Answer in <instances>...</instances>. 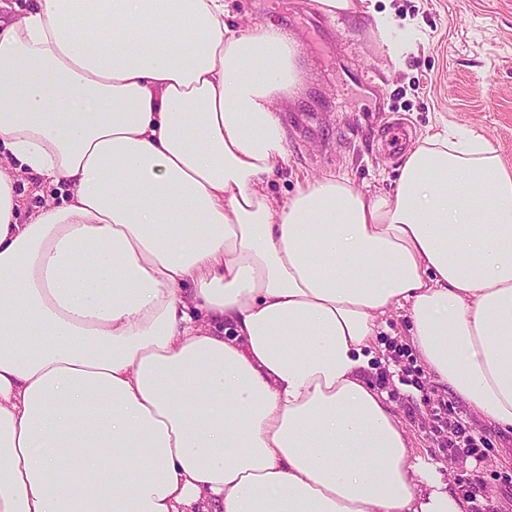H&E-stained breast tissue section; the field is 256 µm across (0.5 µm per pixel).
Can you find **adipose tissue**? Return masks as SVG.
Instances as JSON below:
<instances>
[{"label": "adipose tissue", "mask_w": 512, "mask_h": 512, "mask_svg": "<svg viewBox=\"0 0 512 512\" xmlns=\"http://www.w3.org/2000/svg\"><path fill=\"white\" fill-rule=\"evenodd\" d=\"M299 54L224 0L0 19V512H468L363 371L403 308L512 428V172L437 132L273 207ZM23 172L61 201L22 221Z\"/></svg>", "instance_id": "adipose-tissue-1"}]
</instances>
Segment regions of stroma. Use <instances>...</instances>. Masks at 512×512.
<instances>
[{
  "instance_id": "1",
  "label": "stroma",
  "mask_w": 512,
  "mask_h": 512,
  "mask_svg": "<svg viewBox=\"0 0 512 512\" xmlns=\"http://www.w3.org/2000/svg\"><path fill=\"white\" fill-rule=\"evenodd\" d=\"M412 39L392 60L370 15L330 17L314 0H225L231 26L273 24L302 45L300 93L276 112L288 133L270 194L291 196L304 178L347 175L366 193L391 192L403 158L390 153L384 122L412 137L446 128L481 134L512 169V0H375ZM364 375L387 392L412 445L450 492L476 491L485 512H512V432L480 418L435 382L411 343L406 310L391 309ZM447 407L481 442L479 456L450 447L434 414Z\"/></svg>"
}]
</instances>
